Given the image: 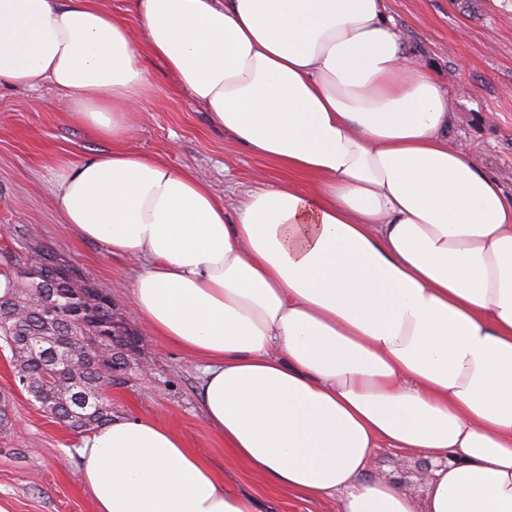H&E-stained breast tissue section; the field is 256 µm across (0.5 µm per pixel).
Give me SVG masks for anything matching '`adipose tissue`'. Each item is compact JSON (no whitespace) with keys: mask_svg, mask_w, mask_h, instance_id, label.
Instances as JSON below:
<instances>
[{"mask_svg":"<svg viewBox=\"0 0 512 512\" xmlns=\"http://www.w3.org/2000/svg\"><path fill=\"white\" fill-rule=\"evenodd\" d=\"M0 0V86H50L113 144L62 164L64 223L139 262L152 332L203 361L198 396L263 484L340 512H512V197L448 138V91L385 0ZM250 153L234 209L122 149L145 57ZM431 459L417 501L370 475ZM96 512H257L184 439L120 417L85 436ZM428 461L394 448H380L372 464V473L393 477L406 492L423 501L426 486L419 480Z\"/></svg>","mask_w":512,"mask_h":512,"instance_id":"obj_1","label":"adipose tissue"}]
</instances>
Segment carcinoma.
<instances>
[{
  "instance_id": "carcinoma-1",
  "label": "carcinoma",
  "mask_w": 512,
  "mask_h": 512,
  "mask_svg": "<svg viewBox=\"0 0 512 512\" xmlns=\"http://www.w3.org/2000/svg\"><path fill=\"white\" fill-rule=\"evenodd\" d=\"M0 248V274L10 291L0 297V339L9 347L15 377L23 389H41L40 407L54 420H68L82 436L112 419V403L100 399L83 407L80 393L92 395L112 383V372L124 359L112 347L125 346L131 333L115 320L112 300L76 267L48 249L28 246L15 261ZM55 295L61 319L40 316L45 291ZM55 349L79 368L71 371L45 351Z\"/></svg>"
}]
</instances>
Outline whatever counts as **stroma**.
I'll list each match as a JSON object with an SVG mask.
<instances>
[{
	"mask_svg": "<svg viewBox=\"0 0 512 512\" xmlns=\"http://www.w3.org/2000/svg\"><path fill=\"white\" fill-rule=\"evenodd\" d=\"M387 8L410 54L448 80L455 113L449 138L512 195V0H387ZM146 66L153 84L132 118L125 148L193 173L221 198L249 188L261 168L273 182L291 180L287 170L247 152L214 126L158 61L147 60ZM70 112L69 102L50 87L32 93L0 88V246L15 229L27 227L37 244L111 297L114 312L134 334L128 363L112 379L113 416L151 419L180 434L233 488L252 495L261 512H337L335 501L304 502L259 483L229 457L198 399L200 362L152 334L131 305L138 265L63 223L53 194L61 161L111 147ZM10 359L0 341V396L11 419L0 430V505L8 512H95L79 479L80 436L46 417L19 385ZM427 465L410 453L382 448L372 468L421 500Z\"/></svg>",
	"mask_w": 512,
	"mask_h": 512,
	"instance_id": "1",
	"label": "stroma"
}]
</instances>
